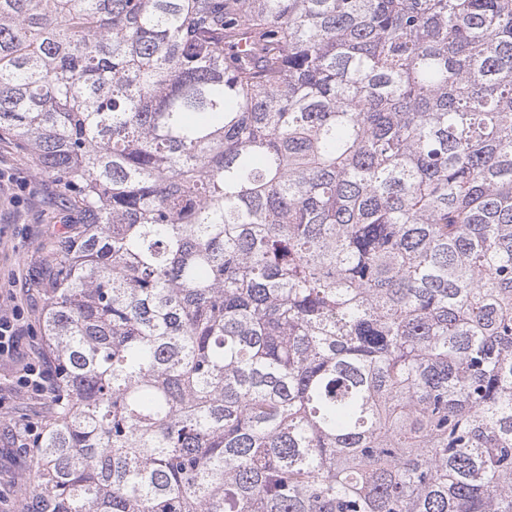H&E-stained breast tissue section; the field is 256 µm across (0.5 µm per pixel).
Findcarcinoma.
Listing matches in <instances>:
<instances>
[{"label": "carcinoma", "instance_id": "carcinoma-1", "mask_svg": "<svg viewBox=\"0 0 512 512\" xmlns=\"http://www.w3.org/2000/svg\"><path fill=\"white\" fill-rule=\"evenodd\" d=\"M1 134L21 512H512V0H0ZM74 215L65 206L56 182L41 173L31 155L8 136L0 140V505L3 494L11 493L20 511L25 481L32 475V459L19 428L8 434L6 423L19 416L29 422H43L46 417L48 370L40 317L43 310L40 261L62 224L71 223ZM3 311V312H2ZM8 312V313H5ZM28 362V363H27ZM19 389L11 386L15 373ZM16 443L21 442V446ZM19 447V448H18Z\"/></svg>", "mask_w": 512, "mask_h": 512}]
</instances>
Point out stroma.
I'll return each mask as SVG.
<instances>
[{"label": "stroma", "instance_id": "stroma-1", "mask_svg": "<svg viewBox=\"0 0 512 512\" xmlns=\"http://www.w3.org/2000/svg\"><path fill=\"white\" fill-rule=\"evenodd\" d=\"M73 218L56 182L12 138H0V310L18 304L27 315L17 349L0 358V491L17 497L32 475V459L14 443L6 424L20 416L41 422L46 413L44 399L12 387L11 380L25 363L46 356L39 330L40 261L63 224Z\"/></svg>", "mask_w": 512, "mask_h": 512}]
</instances>
